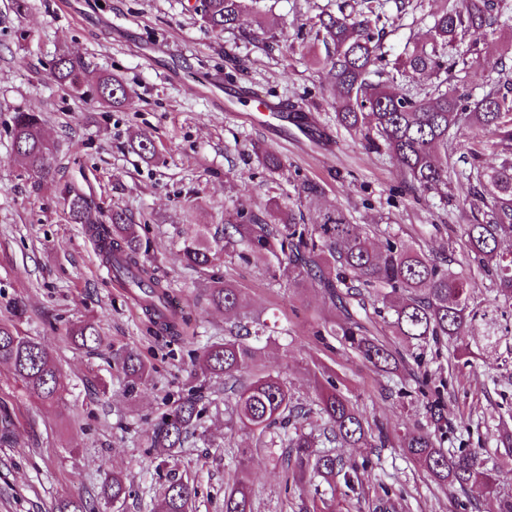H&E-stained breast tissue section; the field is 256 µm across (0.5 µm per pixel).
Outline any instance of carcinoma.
<instances>
[{"mask_svg": "<svg viewBox=\"0 0 512 512\" xmlns=\"http://www.w3.org/2000/svg\"><path fill=\"white\" fill-rule=\"evenodd\" d=\"M371 5L356 17L328 16L320 20L328 48L326 64L333 72L339 110L336 119L350 132L363 135L368 146L385 147L415 189L422 193L448 185L452 176L470 186L462 205L481 202L482 221L465 224L467 255L495 285V296L483 306L474 302L475 283L452 265L461 261H440L421 251L387 239L380 248L371 245L367 233L350 222L339 209H324L319 221L304 223V217L288 210L276 217L251 213L240 224L224 225V250L247 260L252 255H270L282 267L289 284L300 287L313 280L338 310L336 323L325 327L343 348L356 358L381 371L408 370L418 392L427 399L430 424L408 426L390 435L336 386L325 389L315 407L297 402L278 375L258 374L241 383L240 373L256 362L267 336L260 322L243 324V334L212 342L197 355V366L206 375L224 378L230 392L236 423L252 432L270 435V446L287 448L285 485L299 483L306 474L332 482L343 478L345 485L359 479L366 463L318 449V442L295 424L312 413L324 421L325 439L348 448H385L397 444L403 454L418 463L439 484L448 487L457 501L458 512H482V503L471 495L479 488L494 506L493 512H512V493L501 491L496 467L487 466V449L463 448L449 452L443 448L448 430L468 429L469 420L458 416L446 403L443 392L429 389V374L422 369L419 351H437L457 342L458 337L478 331L475 347L481 353L497 350L501 343L498 312L512 305V248L501 241L512 238V66L497 62L498 80L479 99L454 82L453 64L444 50L466 62L480 41L501 25L503 13L496 0H453L450 8L434 16L431 39L406 50L399 66L416 74L445 75L434 93L421 97L383 78L379 54L384 27L383 15ZM248 0H201L203 23L218 34L232 26L247 9ZM52 77L74 91L84 85V67L67 53L58 55ZM99 99L113 106L130 104L121 82L111 76L99 78ZM471 137L458 143L468 167L448 171V140L461 130ZM13 145L23 166L41 180L54 178V147L43 133L38 112H18L12 129ZM501 154L498 167L487 171L480 165L482 147ZM69 212L77 224L88 225L97 239L101 262L127 287L141 293L145 314L156 332L177 336L184 316L169 308L168 285L156 277L141 254L135 225L125 213L114 210L108 223L92 217V201L75 189L67 190ZM324 194L322 185L306 181L300 198L311 204ZM182 262L191 268L215 266L218 252L205 231L196 229L181 248ZM212 306L233 317H246V303L240 289L220 280L209 288ZM389 314L388 327L398 337L395 345L374 334L370 312ZM70 336L81 346L101 342L92 323L73 325ZM0 364L11 367L25 389L43 403L60 399L57 369L47 348L20 333L13 322L0 321ZM123 369L131 387L145 382L148 365L137 355L123 358ZM201 411L197 400L186 398L172 407L154 431L157 448H181L190 430L199 425ZM249 461H238L232 486L224 493V512H253L252 492L243 477ZM103 494L118 501L126 494V478L119 472L106 474ZM192 488L180 479L169 483L160 512H189ZM299 512H342L336 493L328 498L301 500Z\"/></svg>", "mask_w": 512, "mask_h": 512, "instance_id": "1", "label": "carcinoma"}]
</instances>
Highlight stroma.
Wrapping results in <instances>:
<instances>
[{
    "label": "stroma",
    "mask_w": 512,
    "mask_h": 512,
    "mask_svg": "<svg viewBox=\"0 0 512 512\" xmlns=\"http://www.w3.org/2000/svg\"><path fill=\"white\" fill-rule=\"evenodd\" d=\"M343 2L260 0L219 35L202 22L199 0H27L22 11L15 0H0V321H15L48 348L63 392L58 404L39 403L0 365V417L13 421L9 443L0 444V512H52L58 501L77 498L94 501L97 512H155L174 478L195 488L190 512H224V492L243 457L251 460L254 512H299V493L286 489L272 462L276 449L236 424L223 379L194 369L198 351L234 328L208 304L217 274L241 290L248 316L272 329L255 372L280 375L307 404L336 381L391 431L425 423L424 404L404 391V379L316 338L336 309L319 289L289 287L275 259L224 255L213 271L187 269L180 259L193 224L220 239L227 216L295 206L315 223V211L298 200L306 180L323 186L324 205L371 229L373 242L390 236L436 258L463 259L457 228L479 215L459 205L466 186L416 192L387 152L366 148L360 135L336 123L333 76L316 32L320 18L338 14ZM380 2L381 51L390 64L408 46L429 40L432 16L446 5L413 0L400 13L394 0ZM271 22L277 34L269 39L262 29ZM62 52L85 66L82 94L50 75ZM501 54L512 59V27L490 35L488 50L456 67V78L482 96ZM102 74L123 83L129 107L100 103L95 82ZM228 88L301 107L331 132L332 143L265 131L251 121L245 100L225 101ZM18 111L41 113L55 146L53 180L35 183L15 153L11 126ZM138 133L152 139L153 160L135 149ZM270 152L281 162L274 172L265 163ZM68 186L92 194L96 215L120 210L136 224L142 252L168 283L173 306L190 314L180 335L153 332L131 294L116 286L95 239L69 215ZM81 321L97 325V349L72 342L69 330ZM501 330L499 350L473 363L431 350L424 362L433 381L444 382L454 412L472 420L471 441L491 451L503 430H512V307ZM128 351L152 367L132 392L120 364ZM189 396L202 410L199 430L181 448L154 447L164 414ZM339 454L375 461L349 493L363 512H375L386 495L397 512H456L447 488L399 448ZM112 470L127 479L117 502L101 489Z\"/></svg>",
    "instance_id": "35a3bbf8"
}]
</instances>
